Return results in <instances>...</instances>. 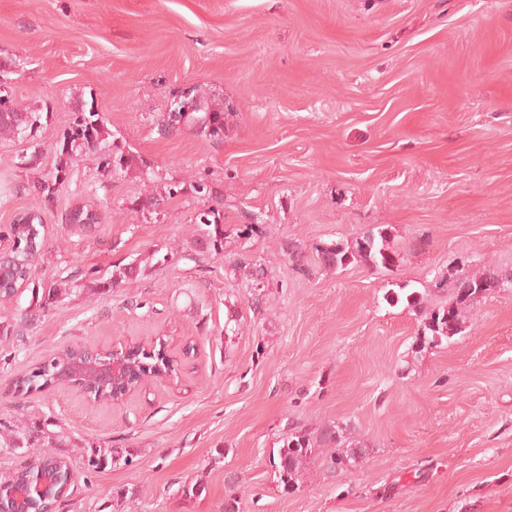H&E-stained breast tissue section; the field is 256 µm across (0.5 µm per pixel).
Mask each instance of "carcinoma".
I'll return each instance as SVG.
<instances>
[{
  "label": "carcinoma",
  "instance_id": "1",
  "mask_svg": "<svg viewBox=\"0 0 512 512\" xmlns=\"http://www.w3.org/2000/svg\"><path fill=\"white\" fill-rule=\"evenodd\" d=\"M39 121L36 112H23L8 96L0 95V136H15L22 134L34 127ZM198 122L207 128L209 135L219 138L224 135V114L220 112L206 113ZM103 121L99 113L81 112L69 124L63 133L62 141L56 148V155L63 166L56 168L57 175L52 182H44L38 185L39 192L45 198H52L58 191V186L64 183L62 175L67 173V167L76 159V153L83 150H92L102 140ZM218 211L209 209L202 213L201 223L206 226L204 237L200 243L215 251L224 246V225L219 223L216 217ZM32 234L31 225L13 223L9 228V236L15 240V248L23 253L29 248L28 237ZM318 259L321 265L328 268L342 267L351 263V260H361L374 267H388L391 263V255L386 252L384 236L376 235L371 230L363 231L356 238V250L350 252L346 249L331 245L317 249ZM141 272V261L134 260L111 274L109 278L98 275V271L86 272L93 284H104L113 287L117 284H132L137 281ZM435 287L449 288L453 291L452 304L434 309L424 308L416 310L421 323L419 336L415 339L418 348L433 345L443 339H450L460 332L462 313L474 303L480 301L490 291L496 288H512V273L502 274L496 269H487L483 273L473 274L463 269L457 270L447 276H440L435 281ZM62 294V289L56 284L43 285L41 290L32 291V296L37 298L41 309L45 310L57 301ZM97 349V346L83 343L70 347L61 352L57 357L45 361L34 369L20 375L15 380V390L19 394H27L33 390L50 388L55 382L53 373L55 362L73 359L82 353L89 354ZM134 376L137 378H151L161 372L171 370L178 371V362H167L157 354L139 353L134 358ZM43 443L34 452L35 459L30 464L16 471L9 483L0 490V497L8 499V492L12 486L22 483L29 477L31 471L41 468L48 472H54L59 480L49 489L44 496H34L29 506V512H56L61 502L66 499L68 488L64 480V472L67 467L66 459L52 451L56 446L57 437L46 432L42 433ZM347 439L346 428L336 425L327 426L319 436L314 437L310 433L292 428L283 437V445L278 451V461L273 463L277 482L287 488L294 486L298 473L320 443H333L341 446ZM131 459L120 454L112 448H93L90 455L83 461L84 471L97 472L109 465L116 466L120 463L128 464Z\"/></svg>",
  "mask_w": 512,
  "mask_h": 512
}]
</instances>
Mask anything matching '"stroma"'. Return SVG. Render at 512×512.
Masks as SVG:
<instances>
[{
    "label": "stroma",
    "instance_id": "stroma-1",
    "mask_svg": "<svg viewBox=\"0 0 512 512\" xmlns=\"http://www.w3.org/2000/svg\"><path fill=\"white\" fill-rule=\"evenodd\" d=\"M0 93L42 115L0 139V245L26 210L45 234L28 289L0 303V435L24 421L58 435L76 473L59 512H221L229 494L239 512H512V288L421 350L406 301L451 303L433 279L456 266L512 270V0H0ZM184 102L223 113V138L170 124ZM89 111L104 138L45 199ZM117 147L125 164L105 167ZM77 205L100 223L67 224ZM211 208L216 251L198 243ZM371 227L389 267L320 265L319 247ZM136 258L135 284L83 277ZM51 283L64 294L26 325L31 287ZM154 336L179 374L121 403L15 391L66 347ZM329 425L356 461L335 469L320 446L284 490L283 436ZM98 446L131 464L86 474ZM216 214L218 217H216ZM213 216V219H209ZM201 223L207 227L204 229V237L200 239L202 247L212 248L214 251L224 246V224H220L219 210L209 209L202 213L200 217Z\"/></svg>",
    "mask_w": 512,
    "mask_h": 512
}]
</instances>
